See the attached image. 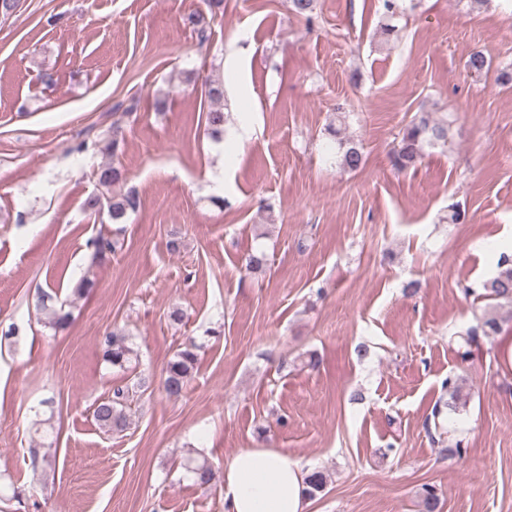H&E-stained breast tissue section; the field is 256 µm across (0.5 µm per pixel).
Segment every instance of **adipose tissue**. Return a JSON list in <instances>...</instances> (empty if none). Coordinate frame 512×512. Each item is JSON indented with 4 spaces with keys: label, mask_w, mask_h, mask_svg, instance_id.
I'll return each instance as SVG.
<instances>
[{
    "label": "adipose tissue",
    "mask_w": 512,
    "mask_h": 512,
    "mask_svg": "<svg viewBox=\"0 0 512 512\" xmlns=\"http://www.w3.org/2000/svg\"><path fill=\"white\" fill-rule=\"evenodd\" d=\"M304 473L279 448H242L224 463L226 512H307Z\"/></svg>",
    "instance_id": "adipose-tissue-1"
}]
</instances>
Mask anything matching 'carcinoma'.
Listing matches in <instances>:
<instances>
[{"instance_id":"cac0c4a2","label":"carcinoma","mask_w":512,"mask_h":512,"mask_svg":"<svg viewBox=\"0 0 512 512\" xmlns=\"http://www.w3.org/2000/svg\"><path fill=\"white\" fill-rule=\"evenodd\" d=\"M466 68L471 74L481 76L489 71L490 62L482 52L475 51L469 55ZM206 121L214 140H223L224 109H210ZM449 131L450 126L445 122L434 121L425 113L415 115L402 130L399 142L391 153L394 170L400 173L416 166L424 157L425 147L447 143ZM328 133L335 138L340 153V165L343 168L356 171L364 166L365 158L361 150L353 142L341 138V126L330 124ZM139 205L138 196L129 191L115 194L106 200L98 195H91L84 200L83 209L94 215L105 213L111 223L124 224L130 214L138 210ZM89 245L94 248L97 255L114 253L120 248V239L100 234L89 240ZM267 266L268 258L263 252L251 253L245 257L244 267L248 275H259L265 272ZM482 288L484 293L481 297L493 301V304L489 305L478 325L465 330L463 340L466 350L462 354L464 359L471 358L477 353L483 354L481 337L496 336L501 331V322L495 314V309L505 304L512 307V254L503 253L499 256L496 273L483 283ZM47 302V298H41L40 309L48 315V324L56 331L65 329L69 323V315L59 313L57 309L47 305ZM131 353L132 349L124 333L114 331L105 336L103 359L112 367L126 369ZM196 363V345L192 342L174 353L173 358L167 363L162 380V390L168 398L176 400L182 396L192 379ZM132 397V386L113 388L112 394L99 401L93 410V417L99 427L107 432L123 431L127 425L125 409ZM188 472L193 474L195 483L200 486H210L217 479L215 469L205 459L188 466ZM305 484L308 497L313 499L325 491L328 484L327 475L323 471H314L305 477Z\"/></svg>"}]
</instances>
